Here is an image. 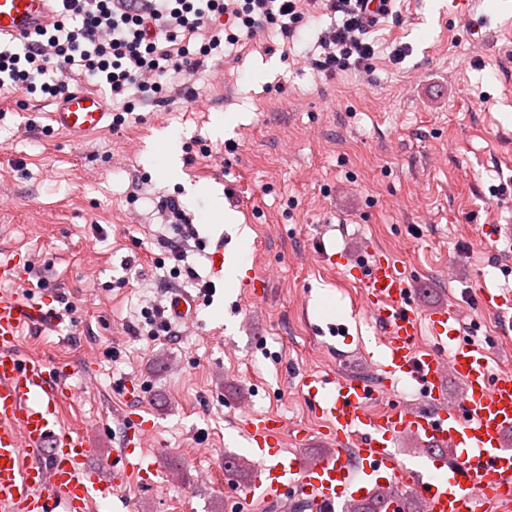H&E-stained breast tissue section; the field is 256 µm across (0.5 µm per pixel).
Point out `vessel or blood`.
<instances>
[{
    "label": "vessel or blood",
    "mask_w": 512,
    "mask_h": 512,
    "mask_svg": "<svg viewBox=\"0 0 512 512\" xmlns=\"http://www.w3.org/2000/svg\"><path fill=\"white\" fill-rule=\"evenodd\" d=\"M59 0H0V40L33 36L57 14ZM51 121L74 141L110 127L105 98L79 89L57 102ZM356 267L367 312L380 325L383 353L378 384L339 370L308 371L297 387L323 421L321 455L300 451L309 437L297 429L294 447L280 443L283 421L274 415L247 416L242 435L255 460L252 488L278 504L287 499L308 504L311 512H350L377 489H391L386 512H402L404 492L413 493L424 512H488L498 502L512 503V375L496 368L487 346L463 334L460 306L420 311L411 280L397 256L370 251ZM483 311L512 330V296L478 289ZM197 305L188 292H171L166 309L179 322L190 321ZM55 310L14 294H0V506L8 512H87L92 499L111 500L131 474L150 478L152 456L139 445L143 419L114 455L123 466L105 479L87 467L92 453L83 434L61 426L65 374L39 356L19 352L24 328H55ZM428 328L433 346L418 344ZM462 385L461 397L444 398L448 377ZM414 388L415 406L395 401L399 384ZM389 399L387 409L371 414L372 404ZM414 436L423 469H411L394 443Z\"/></svg>",
    "instance_id": "vessel-or-blood-1"
}]
</instances>
